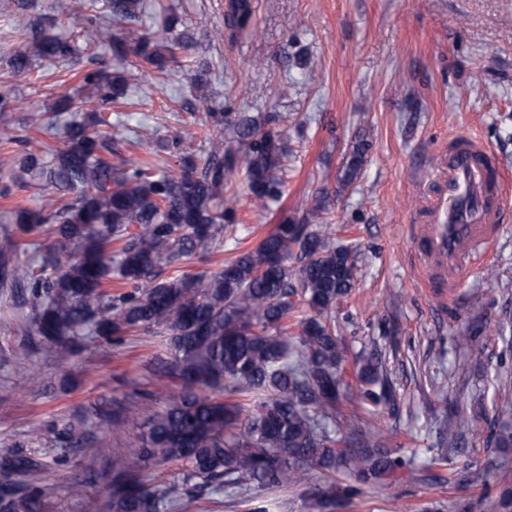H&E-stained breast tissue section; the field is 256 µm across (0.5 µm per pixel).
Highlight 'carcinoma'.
<instances>
[{"label": "carcinoma", "instance_id": "obj_1", "mask_svg": "<svg viewBox=\"0 0 512 512\" xmlns=\"http://www.w3.org/2000/svg\"><path fill=\"white\" fill-rule=\"evenodd\" d=\"M142 5L107 0L97 29L117 59L132 53L162 70L192 49L168 37L175 19H163L162 29L131 48L110 33L114 20L139 19ZM252 15L251 0H228L224 27L232 35L243 31ZM22 42L10 61L14 76L37 60L60 63L74 53L52 24L30 27ZM81 89V104L91 106L96 98L126 97L127 82L98 67L85 71ZM209 110L229 138L204 156L184 158L178 172L155 174L150 163L120 156L93 110L67 126L65 144L51 154L20 151L15 178L41 180L61 195L46 210L11 211L18 238L0 249V285L29 291L24 304L32 328L60 361L77 357L90 338L167 337L168 365L181 392L160 410V395L141 394L139 455L113 456L103 442L83 454L85 475L112 456L109 500L91 501L88 512H198L206 496L297 488L313 472L322 483L304 494V506L336 512L360 485L412 464L385 438L358 430L355 410L341 407L344 400H390L387 389H373L381 365L371 359L357 369V393L341 392L344 357L331 313L355 286L356 260L333 242V225L284 220L216 271L182 270L198 248L235 236L238 176L262 203L280 198L283 185L277 115L226 112L222 103ZM369 148L366 139L354 138L338 169L339 185L360 177ZM37 245L38 274L21 263ZM469 428L460 414L444 423L441 437L454 448ZM149 465L177 466L180 483L148 478ZM46 480L41 458L0 448V512H47Z\"/></svg>", "mask_w": 512, "mask_h": 512}]
</instances>
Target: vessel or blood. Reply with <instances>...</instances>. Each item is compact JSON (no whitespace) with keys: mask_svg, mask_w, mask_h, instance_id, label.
Instances as JSON below:
<instances>
[{"mask_svg":"<svg viewBox=\"0 0 512 512\" xmlns=\"http://www.w3.org/2000/svg\"><path fill=\"white\" fill-rule=\"evenodd\" d=\"M487 149L469 142L450 156L440 176L441 190L426 195L428 217L418 236L419 260L431 278L455 286L472 264V257L489 250L502 210L503 188L485 159Z\"/></svg>","mask_w":512,"mask_h":512,"instance_id":"vessel-or-blood-1","label":"vessel or blood"}]
</instances>
